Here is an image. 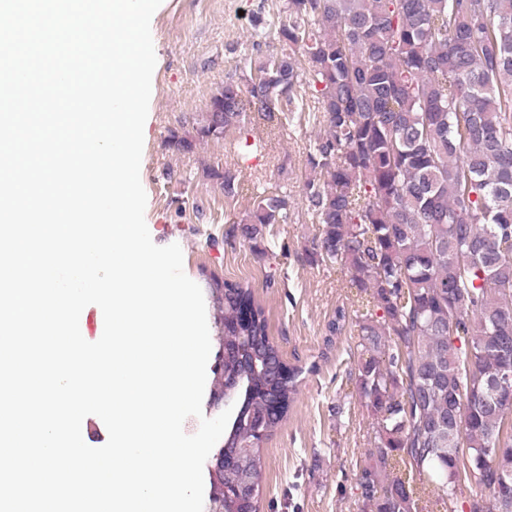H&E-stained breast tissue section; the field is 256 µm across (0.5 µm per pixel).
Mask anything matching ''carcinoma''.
Here are the masks:
<instances>
[{
  "label": "carcinoma",
  "mask_w": 512,
  "mask_h": 512,
  "mask_svg": "<svg viewBox=\"0 0 512 512\" xmlns=\"http://www.w3.org/2000/svg\"><path fill=\"white\" fill-rule=\"evenodd\" d=\"M250 37L278 49L251 61L245 86L216 89L197 134L316 100L311 255L346 268L373 304L354 369L375 425L362 512H457L466 482L480 489L468 512H512L498 491L512 482V391L498 389L512 375V0H286ZM287 220L288 196L264 191L236 231L258 249ZM206 287L235 403L206 510L260 512V445L303 369L276 378L281 355L249 286Z\"/></svg>",
  "instance_id": "1"
}]
</instances>
